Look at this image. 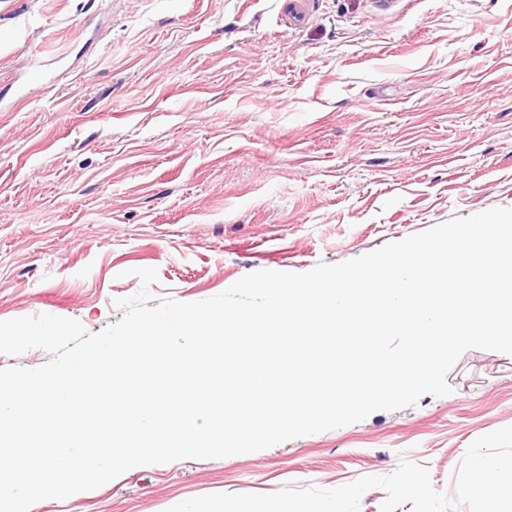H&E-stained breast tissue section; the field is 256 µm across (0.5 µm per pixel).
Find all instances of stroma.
Masks as SVG:
<instances>
[{
  "label": "stroma",
  "instance_id": "stroma-1",
  "mask_svg": "<svg viewBox=\"0 0 512 512\" xmlns=\"http://www.w3.org/2000/svg\"><path fill=\"white\" fill-rule=\"evenodd\" d=\"M0 0V321L97 332L154 298L351 260L512 206V0ZM449 395L219 459L132 468L30 512H166L212 493L335 488L402 462L455 492L512 426V356Z\"/></svg>",
  "mask_w": 512,
  "mask_h": 512
}]
</instances>
